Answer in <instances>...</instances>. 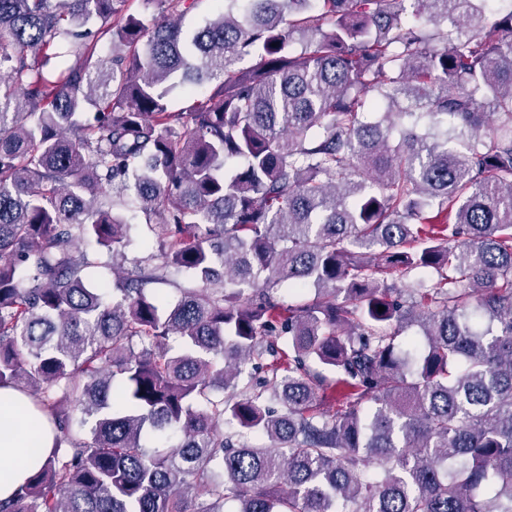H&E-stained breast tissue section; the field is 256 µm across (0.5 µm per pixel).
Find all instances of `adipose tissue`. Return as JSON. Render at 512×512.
Listing matches in <instances>:
<instances>
[{
    "label": "adipose tissue",
    "mask_w": 512,
    "mask_h": 512,
    "mask_svg": "<svg viewBox=\"0 0 512 512\" xmlns=\"http://www.w3.org/2000/svg\"><path fill=\"white\" fill-rule=\"evenodd\" d=\"M52 444L42 418L30 411L27 397L0 387V500L11 497L42 466Z\"/></svg>",
    "instance_id": "1"
}]
</instances>
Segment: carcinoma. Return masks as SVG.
Instances as JSON below:
<instances>
[{
	"label": "carcinoma",
	"mask_w": 512,
	"mask_h": 512,
	"mask_svg": "<svg viewBox=\"0 0 512 512\" xmlns=\"http://www.w3.org/2000/svg\"><path fill=\"white\" fill-rule=\"evenodd\" d=\"M157 2L0 0V387L54 433L0 512H512V8ZM217 0H198L182 19L184 28H194L204 24L206 20L214 18L220 6ZM115 214L123 219H125L129 224H131L130 238L127 247L125 248V253L127 256V261H130L133 258H142L150 255H155L154 263L160 264V248L158 243L151 237L150 232L148 231L143 215L139 212L137 208L130 205L128 207H119L115 210ZM149 241V244L145 246L143 242L145 240Z\"/></svg>",
	"instance_id": "obj_1"
}]
</instances>
